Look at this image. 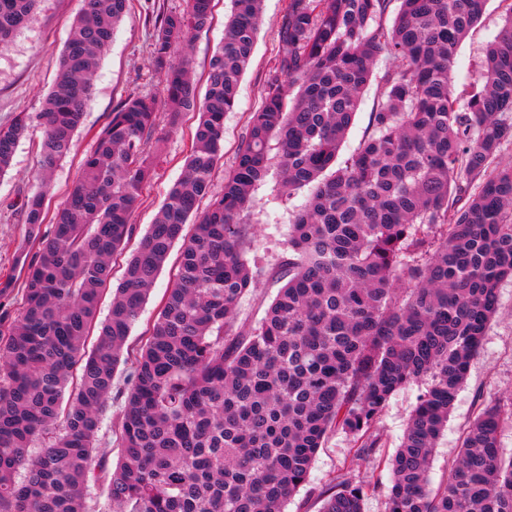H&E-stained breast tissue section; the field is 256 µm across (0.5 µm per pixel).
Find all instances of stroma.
I'll use <instances>...</instances> for the list:
<instances>
[{"mask_svg":"<svg viewBox=\"0 0 512 512\" xmlns=\"http://www.w3.org/2000/svg\"><path fill=\"white\" fill-rule=\"evenodd\" d=\"M290 0H264L262 22L249 65L240 82L237 104L224 116V156L212 175L213 192L224 187V173L232 168L239 144L245 138L252 112L262 101L265 79L276 64L278 31ZM185 0H130L129 11L116 29L94 81V95L87 108L84 124L76 133L70 154L57 167L52 192L45 199L47 213H54L66 197L72 182L81 171L86 155L93 149L98 133L110 121L115 107L133 93L163 96V76L156 71L150 48L152 20L160 13L180 11ZM82 8V0H42L33 21L23 28L12 43L0 49V125L9 124L21 112H37L55 79L61 52L69 38L71 25ZM230 0H214L210 26L196 33L187 49L176 50L175 59H189L196 80H203L209 61L224 39V17ZM512 13V0H488L485 11L461 42L453 67L451 87L454 96L462 97L481 81L480 63L487 46L501 34L505 19ZM392 62L380 58L374 80L365 88L362 103L338 153L346 160L372 129V114L383 93L379 82ZM198 120L196 112H184L175 130L159 125L152 141L155 173L142 191L132 215L134 237L127 244L135 249L166 198L169 188L185 171L192 132ZM40 129H32L17 147L8 172L0 177V282L12 280L13 286L0 295V313L17 311L22 301L18 249L26 239V226L16 202L34 188L38 173L36 146ZM275 179H268L254 191L256 205L249 214L255 242L251 253L263 268L256 286L241 300L239 321L259 320L276 296L279 282L271 278L288 256V234L293 215L305 201V193L295 194L289 201L276 199ZM172 264H165L157 276L149 297L133 326L129 341L140 343L155 320L172 280ZM422 387L412 384L392 396L379 425V438L384 457L392 455L401 443L409 415L416 405ZM502 397L512 394V281L500 288L499 310L491 321L484 345L472 361L468 378L459 391L448 418V428L438 442L429 472L431 484L445 478L448 466L460 447L461 432L471 420L476 395ZM355 446L341 433L329 434L320 448L310 471V485L299 489L289 501L286 512H318L319 503L312 487L343 474L350 467Z\"/></svg>","mask_w":512,"mask_h":512,"instance_id":"35a3bbf8","label":"stroma"}]
</instances>
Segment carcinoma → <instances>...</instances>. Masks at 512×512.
<instances>
[{"label": "carcinoma", "mask_w": 512, "mask_h": 512, "mask_svg": "<svg viewBox=\"0 0 512 512\" xmlns=\"http://www.w3.org/2000/svg\"><path fill=\"white\" fill-rule=\"evenodd\" d=\"M39 2L0 0L1 49ZM262 2L231 0L202 99L188 58L176 63L172 52L210 25L212 0L156 16L151 53L165 77L163 101L138 93L117 105L50 219L51 174L83 124L128 0H83L41 110L0 126V176L31 123L42 129L41 177L20 202L32 246L17 260L23 303L16 315H0V512H90V483L102 474L118 512H285L330 433L356 442V460L375 461L391 397L416 382L424 390L388 461L385 512H512V452L500 445L512 396L478 397L446 482L433 489L428 480L498 311L499 286L512 280V167L498 162L512 143V16L486 49L484 84L460 102L450 87L457 48L486 0H400L390 27V0H290L262 104L214 193L224 113L237 103ZM383 54L395 65L381 78L372 133L339 165ZM193 109L200 119L185 174L114 287V258L153 174L159 117L175 128ZM274 170L280 194L306 188L308 196L275 271L283 286L264 317L245 326L237 308L261 273L247 259L245 216ZM178 242L172 287L131 347ZM121 362L129 391L114 430L121 457L110 471L99 432ZM377 490L351 467L319 490V512H364Z\"/></svg>", "instance_id": "1"}]
</instances>
